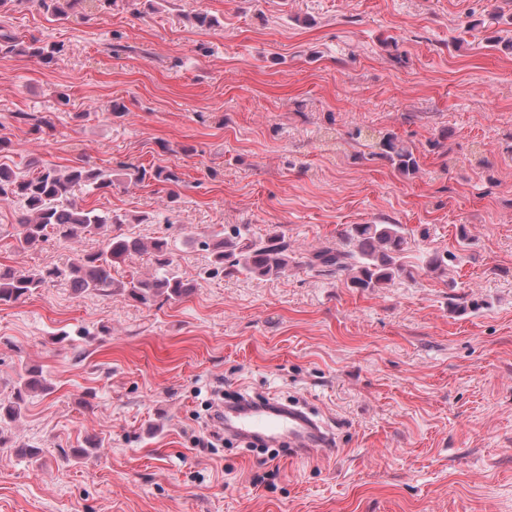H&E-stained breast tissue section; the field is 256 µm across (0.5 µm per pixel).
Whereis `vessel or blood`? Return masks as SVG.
Returning a JSON list of instances; mask_svg holds the SVG:
<instances>
[{
    "instance_id": "vessel-or-blood-1",
    "label": "vessel or blood",
    "mask_w": 512,
    "mask_h": 512,
    "mask_svg": "<svg viewBox=\"0 0 512 512\" xmlns=\"http://www.w3.org/2000/svg\"><path fill=\"white\" fill-rule=\"evenodd\" d=\"M224 433L239 440L288 444L292 453L330 448L327 428L302 407L275 399L260 403L229 402L224 406Z\"/></svg>"
}]
</instances>
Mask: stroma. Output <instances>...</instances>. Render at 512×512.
Returning <instances> with one entry per match:
<instances>
[{"instance_id":"obj_1","label":"stroma","mask_w":512,"mask_h":512,"mask_svg":"<svg viewBox=\"0 0 512 512\" xmlns=\"http://www.w3.org/2000/svg\"><path fill=\"white\" fill-rule=\"evenodd\" d=\"M183 10L222 25L193 27ZM180 11L121 0L56 21L22 0L5 19L64 51L47 66L0 53V163L175 168L173 214L161 184L85 200L125 233L175 238L173 268L195 289L148 308L56 281L0 304V396L30 366L53 385L1 430L40 454L0 450V512H512V54L481 24L512 17V0ZM387 133L413 147V178L373 156ZM21 212L0 201V264L73 259L56 240L16 249ZM385 220L405 226L414 277L373 292L301 263L280 278L212 276L199 247L245 224L285 233L303 257ZM432 251L452 254L444 274L423 270ZM216 389L303 401L335 446L274 459L193 448ZM89 436L97 457H72Z\"/></svg>"}]
</instances>
